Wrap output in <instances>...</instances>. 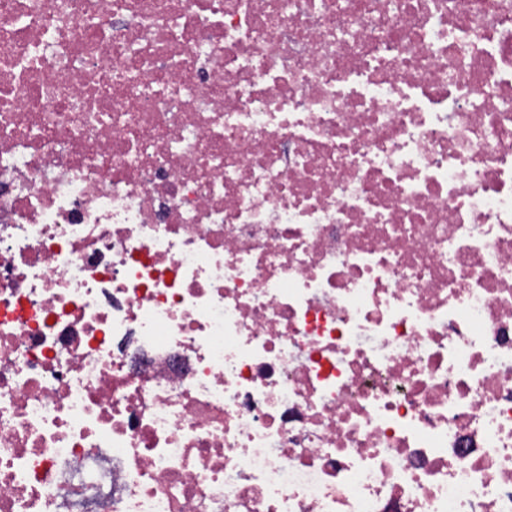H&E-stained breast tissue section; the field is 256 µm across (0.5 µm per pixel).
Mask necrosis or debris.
<instances>
[{
  "mask_svg": "<svg viewBox=\"0 0 512 512\" xmlns=\"http://www.w3.org/2000/svg\"><path fill=\"white\" fill-rule=\"evenodd\" d=\"M0 512H512V0H0Z\"/></svg>",
  "mask_w": 512,
  "mask_h": 512,
  "instance_id": "obj_1",
  "label": "necrosis or debris"
}]
</instances>
